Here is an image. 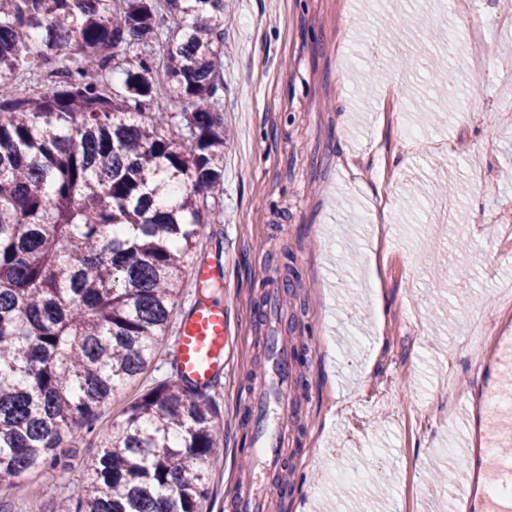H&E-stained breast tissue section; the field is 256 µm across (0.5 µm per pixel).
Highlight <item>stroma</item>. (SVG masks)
<instances>
[{
  "label": "stroma",
  "mask_w": 512,
  "mask_h": 512,
  "mask_svg": "<svg viewBox=\"0 0 512 512\" xmlns=\"http://www.w3.org/2000/svg\"><path fill=\"white\" fill-rule=\"evenodd\" d=\"M224 126L222 219L195 251L223 253L224 276L202 290L183 277L175 307L223 302L236 338L211 393L223 445L201 512H235L227 490L251 480L243 394L269 366L265 297L306 361L290 365L263 512H458L474 348L491 343L472 326L512 321L499 304L512 282V8L225 0ZM376 176L382 208L361 189ZM173 342L166 331L143 376L114 391L99 430L171 375ZM96 452L94 436L67 442L65 466L0 487V512H76Z\"/></svg>",
  "instance_id": "obj_1"
}]
</instances>
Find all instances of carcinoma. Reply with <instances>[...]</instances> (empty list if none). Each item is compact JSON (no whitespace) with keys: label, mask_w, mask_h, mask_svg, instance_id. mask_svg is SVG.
I'll use <instances>...</instances> for the list:
<instances>
[{"label":"carcinoma","mask_w":512,"mask_h":512,"mask_svg":"<svg viewBox=\"0 0 512 512\" xmlns=\"http://www.w3.org/2000/svg\"><path fill=\"white\" fill-rule=\"evenodd\" d=\"M223 193L224 0H0L1 487L58 467L144 372ZM219 419L157 382L77 512H200Z\"/></svg>","instance_id":"obj_1"}]
</instances>
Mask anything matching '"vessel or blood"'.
Here are the masks:
<instances>
[{"mask_svg":"<svg viewBox=\"0 0 512 512\" xmlns=\"http://www.w3.org/2000/svg\"><path fill=\"white\" fill-rule=\"evenodd\" d=\"M222 257L197 260L191 273L195 283L221 276ZM234 342L224 305L192 300L180 315L174 336V364L180 381L200 392L212 390L223 378ZM275 395L260 394L254 399L258 427L255 439L258 472H265L279 461L280 430L286 414L271 416L270 399H284L293 384L288 354L279 337H272ZM494 375L488 384L485 406L465 450L467 474L459 488V512H512V329H502L486 357Z\"/></svg>","mask_w":512,"mask_h":512,"instance_id":"b4317fda","label":"vessel or blood"}]
</instances>
